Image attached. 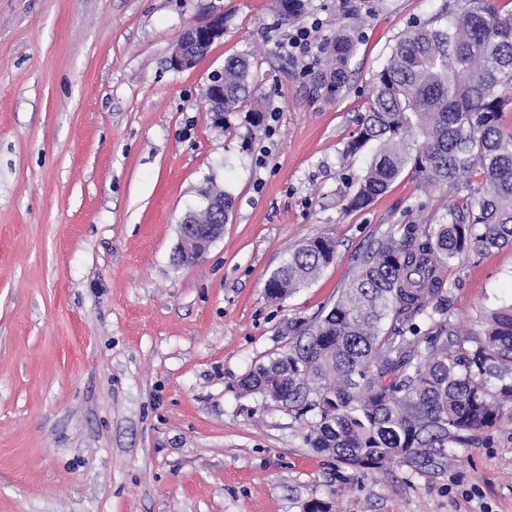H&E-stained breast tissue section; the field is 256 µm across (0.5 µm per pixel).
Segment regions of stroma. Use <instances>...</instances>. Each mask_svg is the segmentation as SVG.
<instances>
[{
  "mask_svg": "<svg viewBox=\"0 0 512 512\" xmlns=\"http://www.w3.org/2000/svg\"><path fill=\"white\" fill-rule=\"evenodd\" d=\"M341 92H315L326 55L299 59L273 0H0V512H512V405L460 460L355 470L313 448L294 412L239 381L291 349L371 247L439 224L447 186L403 174L365 208L340 198L375 72L412 27L471 0H355ZM319 44L343 0H303ZM224 16L195 67L183 32ZM230 56L252 64L245 114L214 127L204 92ZM218 187L223 238L178 267L179 221ZM335 244L308 287L265 282L303 242ZM450 321L512 302V247L452 261Z\"/></svg>",
  "mask_w": 512,
  "mask_h": 512,
  "instance_id": "obj_1",
  "label": "stroma"
}]
</instances>
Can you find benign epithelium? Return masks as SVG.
Segmentation results:
<instances>
[{
    "instance_id": "7a95c632",
    "label": "benign epithelium",
    "mask_w": 512,
    "mask_h": 512,
    "mask_svg": "<svg viewBox=\"0 0 512 512\" xmlns=\"http://www.w3.org/2000/svg\"><path fill=\"white\" fill-rule=\"evenodd\" d=\"M224 36V14H213L206 21L190 27L170 60L175 70L190 69L207 53L212 44ZM214 126L224 127V71H217L209 78L205 92ZM205 213L189 211L179 224L180 245L176 263L192 264L201 259L209 247L224 235V192L212 190L203 196Z\"/></svg>"
}]
</instances>
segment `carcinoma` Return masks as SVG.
I'll list each match as a JSON object with an SVG mask.
<instances>
[{"mask_svg":"<svg viewBox=\"0 0 512 512\" xmlns=\"http://www.w3.org/2000/svg\"><path fill=\"white\" fill-rule=\"evenodd\" d=\"M277 2L281 22L301 12L302 0ZM474 3L396 41L345 146L347 155L377 146L345 209L366 207L409 168L453 187L448 222L406 224L378 243L306 341L241 380L242 392L306 420L312 447L356 470L440 468L512 405V304L480 312L466 333L448 320L447 265L512 245V135L500 130L512 112V12ZM356 47L351 30L330 39L318 90L346 87ZM249 79L248 59L225 60L224 116L245 102ZM334 253L328 238L305 242L274 272L270 298L309 286ZM424 321L437 335L422 333Z\"/></svg>","mask_w":512,"mask_h":512,"instance_id":"obj_1","label":"carcinoma"}]
</instances>
